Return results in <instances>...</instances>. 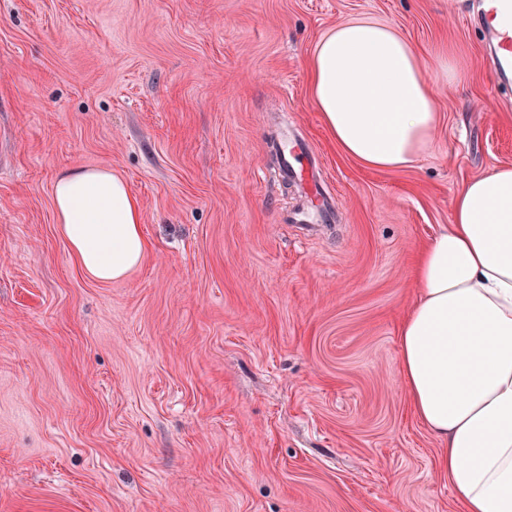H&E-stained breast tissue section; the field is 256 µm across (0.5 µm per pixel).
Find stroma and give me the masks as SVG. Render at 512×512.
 Wrapping results in <instances>:
<instances>
[{
  "label": "stroma",
  "instance_id": "stroma-1",
  "mask_svg": "<svg viewBox=\"0 0 512 512\" xmlns=\"http://www.w3.org/2000/svg\"><path fill=\"white\" fill-rule=\"evenodd\" d=\"M476 0H0V512H462L415 416L399 324L415 253L469 179L512 165V89ZM421 54L413 166L339 151L309 92L330 28ZM462 54L468 89L438 59ZM293 129L336 220L305 232L266 142ZM121 173L148 249L78 267L52 189Z\"/></svg>",
  "mask_w": 512,
  "mask_h": 512
}]
</instances>
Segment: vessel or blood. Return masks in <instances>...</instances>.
I'll return each mask as SVG.
<instances>
[{"label": "vessel or blood", "instance_id": "vessel-or-blood-1", "mask_svg": "<svg viewBox=\"0 0 512 512\" xmlns=\"http://www.w3.org/2000/svg\"><path fill=\"white\" fill-rule=\"evenodd\" d=\"M481 12L489 37L495 43L500 66L512 68V0H482ZM275 147L281 155L283 177L298 182L307 197L306 204L292 214V221L330 222L334 204L324 189L316 158L300 140L286 135L279 137Z\"/></svg>", "mask_w": 512, "mask_h": 512}]
</instances>
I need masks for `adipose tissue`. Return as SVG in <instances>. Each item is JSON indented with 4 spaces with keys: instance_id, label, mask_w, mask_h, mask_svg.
I'll return each mask as SVG.
<instances>
[{
    "instance_id": "adipose-tissue-1",
    "label": "adipose tissue",
    "mask_w": 512,
    "mask_h": 512,
    "mask_svg": "<svg viewBox=\"0 0 512 512\" xmlns=\"http://www.w3.org/2000/svg\"><path fill=\"white\" fill-rule=\"evenodd\" d=\"M312 102L340 151L376 170L405 169L438 129L416 49L366 19L329 30L309 67ZM60 232L90 279L126 277L144 259L141 206L104 168L57 178ZM419 297L399 331L418 419L446 445L440 460L463 512H512V166L468 181L452 222L416 255Z\"/></svg>"
}]
</instances>
